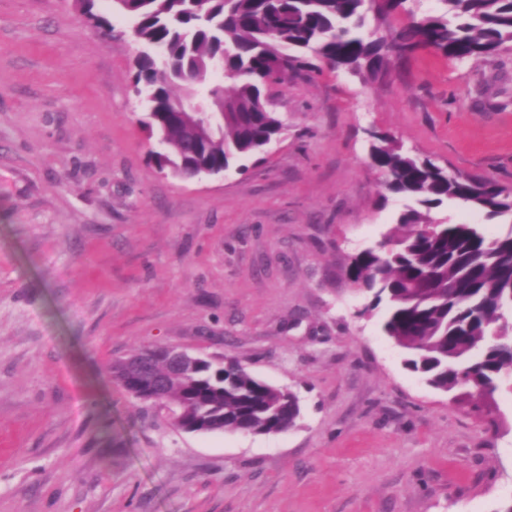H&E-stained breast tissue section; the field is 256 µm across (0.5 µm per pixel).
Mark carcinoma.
<instances>
[{
  "instance_id": "cac0c4a2",
  "label": "carcinoma",
  "mask_w": 512,
  "mask_h": 512,
  "mask_svg": "<svg viewBox=\"0 0 512 512\" xmlns=\"http://www.w3.org/2000/svg\"><path fill=\"white\" fill-rule=\"evenodd\" d=\"M440 2V12L418 17L406 0H113L151 50L136 58L134 83L177 175L227 169L261 152L284 124L276 112L258 110L260 101L272 86L314 70L317 57L334 70L376 76L389 57L424 49L460 62L512 52V0ZM401 12L407 18L390 40L366 30L368 14L381 21ZM212 67L230 88L210 94L224 96L231 112L206 138L177 121L184 97L173 90L188 93ZM370 160L385 190L414 205L394 234L352 258L348 277L374 293L373 306L385 304L383 330L406 351L409 371L485 413L495 392H512V227L489 236L478 224L439 222L430 212L453 204L512 220V186L450 176L380 132L371 136ZM156 373L168 379L165 399L177 406L180 427L282 433L301 415L296 394L233 359H202L174 376L158 363Z\"/></svg>"
}]
</instances>
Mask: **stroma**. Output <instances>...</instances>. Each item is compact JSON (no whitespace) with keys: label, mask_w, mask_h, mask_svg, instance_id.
I'll use <instances>...</instances> for the list:
<instances>
[{"label":"stroma","mask_w":512,"mask_h":512,"mask_svg":"<svg viewBox=\"0 0 512 512\" xmlns=\"http://www.w3.org/2000/svg\"><path fill=\"white\" fill-rule=\"evenodd\" d=\"M0 0V512H505L512 393L479 415L404 366L347 269L406 202L368 130L512 184V63L430 50L272 87L287 126L224 174L160 171L130 18ZM238 360L295 392L281 434H190L113 361Z\"/></svg>","instance_id":"35a3bbf8"}]
</instances>
